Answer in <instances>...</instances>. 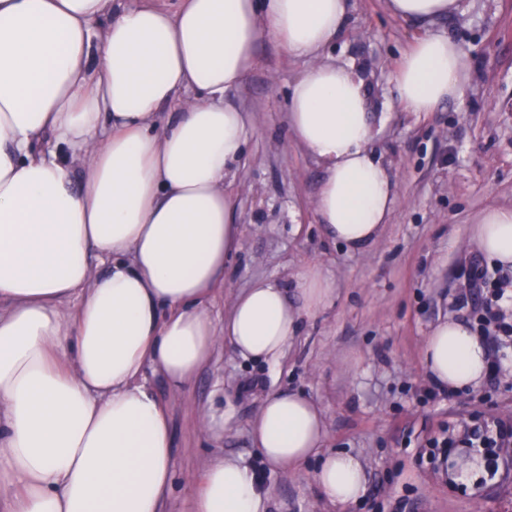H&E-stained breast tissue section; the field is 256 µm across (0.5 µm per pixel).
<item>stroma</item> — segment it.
Returning a JSON list of instances; mask_svg holds the SVG:
<instances>
[{"mask_svg":"<svg viewBox=\"0 0 512 512\" xmlns=\"http://www.w3.org/2000/svg\"><path fill=\"white\" fill-rule=\"evenodd\" d=\"M428 30L461 48L465 89L435 111L415 113L399 104L393 73ZM256 56V67L227 95L249 112L254 132L226 182L237 194L242 240L224 265V296L212 314L223 318L229 296L258 279L294 291L297 273L309 264L334 282L336 294L301 322L276 360L245 359L221 343L182 391L148 375L174 431L164 512H190L192 482L221 455L270 488L268 512H337L315 485L318 457L289 471L264 463L255 448L257 414L275 391L321 407L323 453L361 459L367 492L346 512H512L507 463L478 486L434 470L428 453L447 429L487 419L511 426L512 375L487 377L439 401L422 362L434 325L469 318L457 299L480 255L469 240L472 217L512 206V0H457L452 14L427 27L392 16L387 0H349L346 31L323 59L360 73L372 111L384 115L374 130L375 151L399 185L380 237L356 252L337 246L317 223L313 201L323 168L288 126L287 92L310 58L287 54L267 38ZM204 408L223 417L222 429L201 431Z\"/></svg>","mask_w":512,"mask_h":512,"instance_id":"1","label":"stroma"}]
</instances>
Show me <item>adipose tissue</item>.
Wrapping results in <instances>:
<instances>
[{"instance_id":"adipose-tissue-1","label":"adipose tissue","mask_w":512,"mask_h":512,"mask_svg":"<svg viewBox=\"0 0 512 512\" xmlns=\"http://www.w3.org/2000/svg\"><path fill=\"white\" fill-rule=\"evenodd\" d=\"M347 0H0V500L9 512H161L172 481L171 421L146 385L189 382L229 341L277 359L303 314L336 293L319 267L298 275L302 306L255 282L210 310L239 245L224 180L249 135L225 101L273 38L312 58L288 95L297 143L322 164L314 208L350 251L377 238L398 182L376 156L366 85L318 61L346 28ZM465 64L429 32L402 58L398 99L414 112L459 96ZM175 122L159 125L163 108ZM83 168L72 175L73 163ZM471 242L512 267V207L480 212ZM77 307H69L70 299ZM429 376L477 385L488 351L464 323L424 341ZM310 399L267 397L253 428L265 463L295 468L322 444ZM322 496L348 507L366 492L358 456L325 455ZM270 491L233 459L196 483L192 512H267Z\"/></svg>"}]
</instances>
